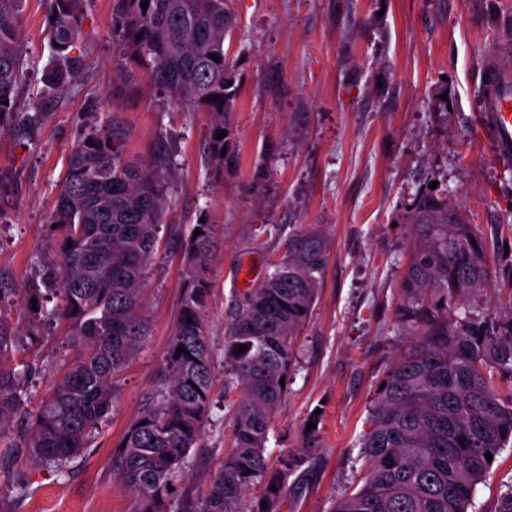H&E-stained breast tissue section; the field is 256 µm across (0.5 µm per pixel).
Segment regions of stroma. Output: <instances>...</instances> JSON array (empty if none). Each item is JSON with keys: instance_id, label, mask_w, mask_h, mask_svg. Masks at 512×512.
Wrapping results in <instances>:
<instances>
[{"instance_id": "obj_1", "label": "stroma", "mask_w": 512, "mask_h": 512, "mask_svg": "<svg viewBox=\"0 0 512 512\" xmlns=\"http://www.w3.org/2000/svg\"><path fill=\"white\" fill-rule=\"evenodd\" d=\"M229 8L235 27L224 52L236 97L224 121L237 160L217 177L207 153L210 113L177 105L120 53L112 0H85L74 76L53 91L42 82L51 56L47 4L22 0L27 72L17 107L42 116L0 129V319L38 336L14 354L33 370L26 410L73 355L62 324L30 317L22 305L30 289L56 287L61 276L51 215L73 147L88 131L114 126L130 155L165 149L171 163L165 217L142 280L150 334L118 377L112 413L64 475L31 460L20 447L26 421L10 417L7 438L18 449L0 459V512H133L110 458L129 422L154 403L182 293L183 243L199 220L224 229L205 317L213 407L186 463L187 486L200 500L228 446L224 339L244 303V264L253 265L256 284L306 232L324 245L314 311L266 443L270 458L304 450L305 418L322 408L319 442L305 449L319 478L292 512H329L362 473L359 438L371 400L413 340L396 310L418 195L436 189L478 225L494 270L486 319L512 323V165L498 164L476 133L481 62L498 44L510 47L501 62L512 61V0H230ZM20 474L30 483L22 498ZM511 492L509 446L477 486L470 512H495Z\"/></svg>"}]
</instances>
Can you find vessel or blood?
<instances>
[{
  "label": "vessel or blood",
  "instance_id": "vessel-or-blood-1",
  "mask_svg": "<svg viewBox=\"0 0 512 512\" xmlns=\"http://www.w3.org/2000/svg\"><path fill=\"white\" fill-rule=\"evenodd\" d=\"M500 49L489 51L485 68L493 74V85L482 100L480 130L486 136L496 161H512V69L499 66Z\"/></svg>",
  "mask_w": 512,
  "mask_h": 512
}]
</instances>
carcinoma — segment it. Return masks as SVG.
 I'll return each mask as SVG.
<instances>
[{"instance_id":"obj_1","label":"carcinoma","mask_w":512,"mask_h":512,"mask_svg":"<svg viewBox=\"0 0 512 512\" xmlns=\"http://www.w3.org/2000/svg\"><path fill=\"white\" fill-rule=\"evenodd\" d=\"M47 2L55 17L49 21L55 64L45 73V87L54 90L69 82L84 0ZM140 2L112 0L119 50L152 85L188 108L212 112L208 158L214 173L222 174L235 160L232 132L224 124L235 90L224 53L234 24L229 0H149L145 10ZM19 4L0 0V124L16 112L26 76ZM166 164L164 157L128 158L113 127L89 131L70 154L51 216L64 271L52 316L66 322L76 356L27 426L24 448L36 461L60 468L85 453L112 413L115 377L148 336L138 296L163 217ZM410 224L414 237L397 321L416 329V339L376 390L370 429L361 438L364 473L331 512H468L492 467L485 454L495 457L512 441V393L503 397L495 385L498 377L512 382V326L485 320L481 296L493 271L480 231L432 193L417 197ZM197 228L201 234L184 243L179 316L156 403L129 424L112 451V469L134 495L136 512H282L314 472L301 452H287L270 467L265 442L271 414L287 391L280 379L294 370L297 339L314 309L323 247L316 234L307 235L244 292L224 342V393L241 391L238 401L228 403L232 446L199 504L189 491L175 488L212 405L205 313L218 241L214 225ZM19 344L17 329L0 320V363ZM241 344L247 351L238 354ZM179 347L189 354L175 356ZM29 370L26 364L0 369V428L20 405ZM256 484L262 494L250 511L243 496ZM175 498L180 503L173 511Z\"/></svg>"}]
</instances>
